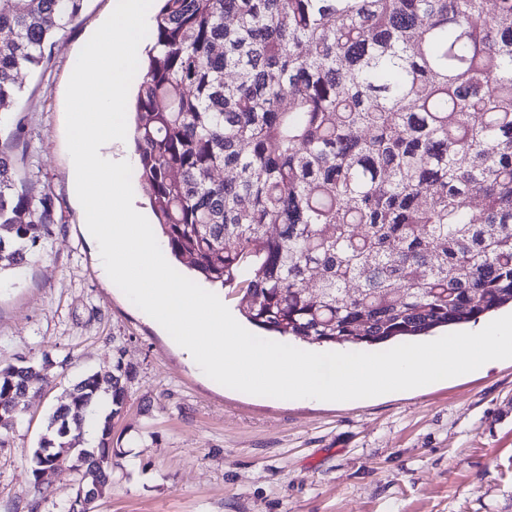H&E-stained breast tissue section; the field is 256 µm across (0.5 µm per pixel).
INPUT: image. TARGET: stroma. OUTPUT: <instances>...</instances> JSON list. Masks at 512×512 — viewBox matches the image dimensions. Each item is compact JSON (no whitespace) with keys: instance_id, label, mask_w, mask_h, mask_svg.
<instances>
[{"instance_id":"stroma-1","label":"stroma","mask_w":512,"mask_h":512,"mask_svg":"<svg viewBox=\"0 0 512 512\" xmlns=\"http://www.w3.org/2000/svg\"><path fill=\"white\" fill-rule=\"evenodd\" d=\"M110 5L85 0L22 70L19 105L0 118L26 187L56 205L29 263L0 272V365H49L0 447V512H65L91 483L65 463L34 486L31 453L66 390L118 356L135 375L97 512H512V359L367 399L249 395L200 375L103 274L72 183L65 94Z\"/></svg>"}]
</instances>
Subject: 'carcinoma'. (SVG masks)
I'll return each mask as SVG.
<instances>
[{
    "label": "carcinoma",
    "instance_id": "carcinoma-1",
    "mask_svg": "<svg viewBox=\"0 0 512 512\" xmlns=\"http://www.w3.org/2000/svg\"><path fill=\"white\" fill-rule=\"evenodd\" d=\"M84 0H0V115ZM137 77V175L177 261L245 319L368 347L475 323L512 302V0H161ZM54 222L0 148V271ZM0 366V446L41 371ZM117 357L49 416L39 473L109 410L89 453L112 479Z\"/></svg>",
    "mask_w": 512,
    "mask_h": 512
}]
</instances>
